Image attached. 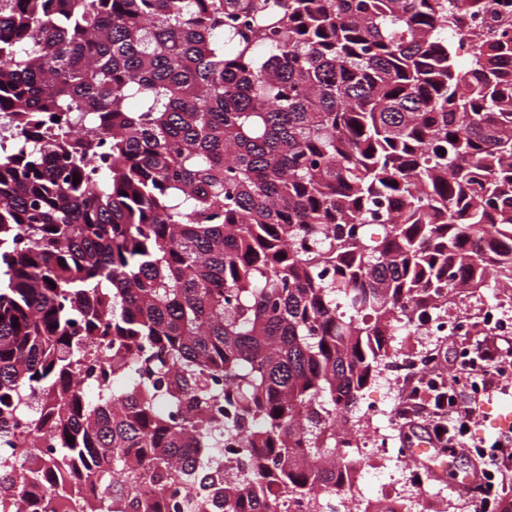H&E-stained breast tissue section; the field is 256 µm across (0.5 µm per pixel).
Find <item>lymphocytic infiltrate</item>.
<instances>
[{"label":"lymphocytic infiltrate","instance_id":"f902f5d3","mask_svg":"<svg viewBox=\"0 0 512 512\" xmlns=\"http://www.w3.org/2000/svg\"><path fill=\"white\" fill-rule=\"evenodd\" d=\"M511 367L512 336L491 326L455 356L447 370H435L429 378L408 377L407 394L398 410L404 434L423 430L439 447L462 451L479 464L481 479L471 488L474 512H498L512 492V479L504 470L512 461V428L488 439L473 433L486 399Z\"/></svg>","mask_w":512,"mask_h":512}]
</instances>
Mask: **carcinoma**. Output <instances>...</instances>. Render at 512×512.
<instances>
[{"label":"carcinoma","mask_w":512,"mask_h":512,"mask_svg":"<svg viewBox=\"0 0 512 512\" xmlns=\"http://www.w3.org/2000/svg\"><path fill=\"white\" fill-rule=\"evenodd\" d=\"M488 8L0 0V512L350 489L397 314L512 291Z\"/></svg>","instance_id":"obj_1"}]
</instances>
